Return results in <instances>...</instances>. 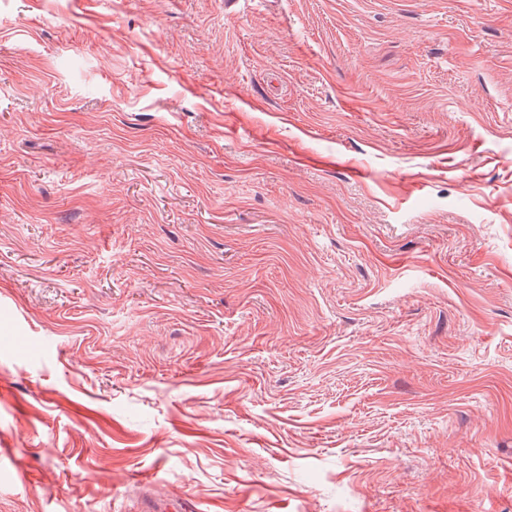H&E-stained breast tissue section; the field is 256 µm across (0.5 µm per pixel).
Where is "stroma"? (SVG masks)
<instances>
[{"label": "stroma", "instance_id": "stroma-1", "mask_svg": "<svg viewBox=\"0 0 512 512\" xmlns=\"http://www.w3.org/2000/svg\"><path fill=\"white\" fill-rule=\"evenodd\" d=\"M1 385L0 512H512V0H0ZM194 510L195 508H193V503L189 499H183L175 502L171 498L160 496H151L146 498L140 508V511L142 512H192Z\"/></svg>", "mask_w": 512, "mask_h": 512}]
</instances>
